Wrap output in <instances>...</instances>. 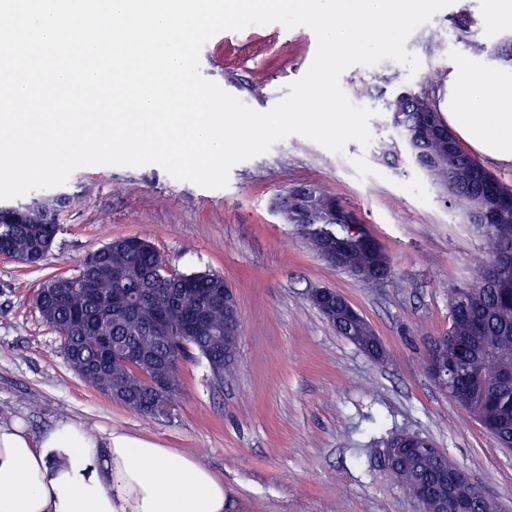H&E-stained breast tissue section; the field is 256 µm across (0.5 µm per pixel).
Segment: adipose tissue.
<instances>
[{"label": "adipose tissue", "instance_id": "1", "mask_svg": "<svg viewBox=\"0 0 512 512\" xmlns=\"http://www.w3.org/2000/svg\"><path fill=\"white\" fill-rule=\"evenodd\" d=\"M444 120L468 150L512 163V67L464 59L448 73ZM224 482L192 456L71 418L31 434L0 419V512H225Z\"/></svg>", "mask_w": 512, "mask_h": 512}]
</instances>
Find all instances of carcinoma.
Here are the masks:
<instances>
[{
	"instance_id": "1",
	"label": "carcinoma",
	"mask_w": 512,
	"mask_h": 512,
	"mask_svg": "<svg viewBox=\"0 0 512 512\" xmlns=\"http://www.w3.org/2000/svg\"><path fill=\"white\" fill-rule=\"evenodd\" d=\"M419 96L404 92L389 105L416 122L412 112ZM430 176L448 184V206L468 209L477 201L481 182L492 183L505 195L512 187L503 183L477 159L467 153L456 157L454 168L434 167ZM70 204V196L61 192L38 194L26 203L0 206V244L26 247L36 239H53L59 229L58 216ZM300 233L315 250L340 241L345 261L340 269L361 277L363 283L376 286L395 276L394 267L378 242L365 230L351 233V225L317 215L299 225ZM477 232L489 249V261L476 281L467 288L449 289L451 318L446 335L454 336L460 346L439 350L438 357L448 365L450 396L466 413L474 417L500 446L512 449V385L502 381L504 370L512 369V209L493 210L489 223L479 224ZM93 253L77 273L67 279L56 276L39 288L35 301L44 312V320L61 338L65 357L75 358L71 368L92 388L112 396V389L123 390V404L130 410L151 417L170 415L182 392V380L175 376L162 394L146 386V374L154 369L153 360L171 350L183 358L206 361L211 379L224 380L233 367L237 344L224 339V277L216 273L180 272L162 266L161 254L149 242L128 244L124 237L114 238ZM96 284L102 304L83 306V332L74 336L67 330L72 306L78 303L79 281ZM206 309L209 324L194 336L179 331L181 323L195 310ZM164 312L173 326L167 345L159 346L148 331L152 315ZM332 325L337 333L353 344L372 352L380 347L379 336L364 319L349 320L336 315ZM108 336L115 343L127 342L146 355L142 368L116 365L106 368L100 360L111 351L99 346L97 338ZM423 446L393 453L387 471L414 499L420 512H433L435 477L443 459L438 448ZM454 496L466 500L471 512H500L497 500L481 491L470 478L460 479Z\"/></svg>"
}]
</instances>
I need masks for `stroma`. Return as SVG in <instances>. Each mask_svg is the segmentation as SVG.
Masks as SVG:
<instances>
[{"mask_svg":"<svg viewBox=\"0 0 512 512\" xmlns=\"http://www.w3.org/2000/svg\"><path fill=\"white\" fill-rule=\"evenodd\" d=\"M467 27H460V20ZM512 34L489 23L486 0H454L406 42L421 66L355 65L340 78L353 104L374 112L368 147L334 153L300 135L234 165L208 189L161 167L85 166L62 189L72 198L51 250L34 265L0 259V416L32 431L78 417L148 436L193 456L223 479L228 512H420L382 469L386 440L429 438L512 512V452L497 446L428 375L432 337L447 330L449 286L468 287L488 246L409 158L382 155L394 133L385 102L397 90L447 92L449 64L476 58ZM317 49L305 26L252 25L213 36L201 72L259 112L272 109L310 67ZM317 184L335 195L389 256L397 275L376 287L329 265L297 227L274 212L284 189ZM150 240L170 266L215 272L239 303L237 360L214 386L204 360L180 365L172 415L154 419L103 396L71 369L35 295L50 276L73 273L110 239ZM332 288L372 325L383 363L337 334L311 303Z\"/></svg>","mask_w":512,"mask_h":512,"instance_id":"obj_1","label":"stroma"}]
</instances>
